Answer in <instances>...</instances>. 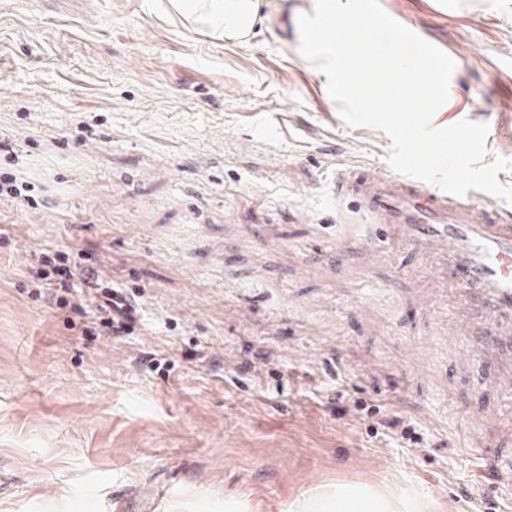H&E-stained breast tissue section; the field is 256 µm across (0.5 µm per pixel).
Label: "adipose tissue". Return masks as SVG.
I'll use <instances>...</instances> for the list:
<instances>
[{"label":"adipose tissue","mask_w":512,"mask_h":512,"mask_svg":"<svg viewBox=\"0 0 512 512\" xmlns=\"http://www.w3.org/2000/svg\"><path fill=\"white\" fill-rule=\"evenodd\" d=\"M181 12L200 17L223 29L228 41L253 35L259 23L261 0H174ZM417 501L407 495L387 494L370 487L341 484L297 496L288 512H418Z\"/></svg>","instance_id":"ef3b65f1"}]
</instances>
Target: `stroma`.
Listing matches in <instances>:
<instances>
[{"instance_id":"stroma-1","label":"stroma","mask_w":512,"mask_h":512,"mask_svg":"<svg viewBox=\"0 0 512 512\" xmlns=\"http://www.w3.org/2000/svg\"><path fill=\"white\" fill-rule=\"evenodd\" d=\"M380 4L457 58L431 128L487 125L486 162L512 159V0ZM309 9L262 0L272 24L227 41L169 0H0V173L48 201L0 198V512H78L93 484L97 512H284L336 484L512 512V390L476 389L435 256L362 254L341 176L391 141L342 122L299 51ZM41 252L142 287L133 333L40 298ZM253 347L270 361L238 374ZM353 386L426 454L325 409Z\"/></svg>"}]
</instances>
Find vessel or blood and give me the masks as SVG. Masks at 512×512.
I'll return each mask as SVG.
<instances>
[{
  "label": "vessel or blood",
  "mask_w": 512,
  "mask_h": 512,
  "mask_svg": "<svg viewBox=\"0 0 512 512\" xmlns=\"http://www.w3.org/2000/svg\"><path fill=\"white\" fill-rule=\"evenodd\" d=\"M352 193L376 226L366 252L393 228L413 247L439 253L440 275L460 290L456 318L470 330L465 354L483 368L476 386L512 388V333L503 328L512 320V224L484 197L457 196L392 172L358 174Z\"/></svg>",
  "instance_id": "b4317fda"
}]
</instances>
